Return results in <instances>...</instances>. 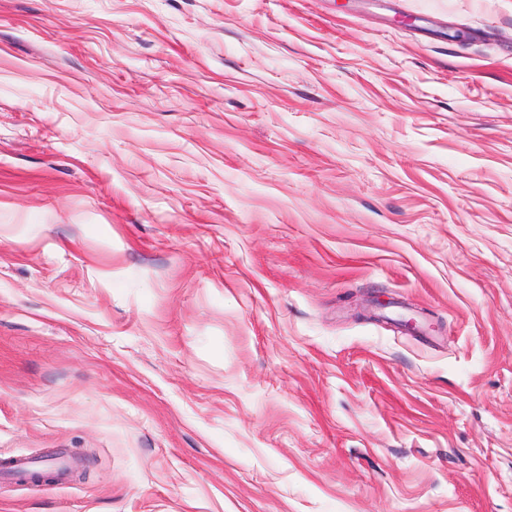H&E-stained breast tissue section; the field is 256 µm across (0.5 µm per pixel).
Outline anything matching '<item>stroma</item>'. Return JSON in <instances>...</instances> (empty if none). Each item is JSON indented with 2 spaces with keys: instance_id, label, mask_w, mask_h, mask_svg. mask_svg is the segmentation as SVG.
I'll use <instances>...</instances> for the list:
<instances>
[{
  "instance_id": "stroma-1",
  "label": "stroma",
  "mask_w": 512,
  "mask_h": 512,
  "mask_svg": "<svg viewBox=\"0 0 512 512\" xmlns=\"http://www.w3.org/2000/svg\"><path fill=\"white\" fill-rule=\"evenodd\" d=\"M52 453L0 512H512V0H0V461Z\"/></svg>"
}]
</instances>
